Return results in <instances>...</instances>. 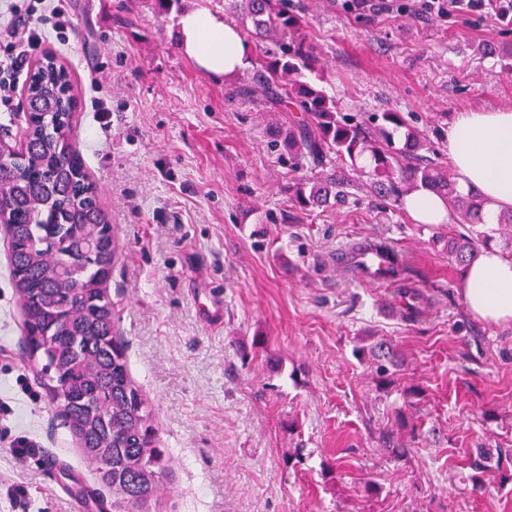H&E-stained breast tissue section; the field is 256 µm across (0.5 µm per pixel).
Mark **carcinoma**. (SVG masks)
Returning <instances> with one entry per match:
<instances>
[{"mask_svg":"<svg viewBox=\"0 0 512 512\" xmlns=\"http://www.w3.org/2000/svg\"><path fill=\"white\" fill-rule=\"evenodd\" d=\"M289 0H230L252 22L257 34L273 37L272 60L260 64L252 82L235 95L285 107L302 118L288 122L285 142L292 166L321 167L331 154L357 166L369 161L375 196L398 199L416 187L444 196L467 232L448 234V259L465 268L500 235L512 255V212L494 228L482 220L485 201L459 190L453 174L419 155V133L402 113L339 112L322 90L302 81V70L316 61L301 17ZM77 97L67 67L46 54L30 73L25 88L24 148L0 151V224L9 243V275L23 312L26 357L41 364L40 382L84 457L97 465L100 480L112 492V512H160L167 450L158 445L153 413L131 378L125 342L114 332L112 299L103 287L116 259L109 222L88 180L77 146L73 114ZM404 130L405 146L394 133ZM349 180L332 173L294 188L304 207L322 206L347 196ZM373 248L387 261L394 280L404 271L399 255L385 244ZM406 317L416 318L425 304L415 288ZM375 373L388 381L392 348H370Z\"/></svg>","mask_w":512,"mask_h":512,"instance_id":"obj_1","label":"carcinoma"}]
</instances>
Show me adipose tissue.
Wrapping results in <instances>:
<instances>
[{
    "instance_id": "1",
    "label": "adipose tissue",
    "mask_w": 512,
    "mask_h": 512,
    "mask_svg": "<svg viewBox=\"0 0 512 512\" xmlns=\"http://www.w3.org/2000/svg\"><path fill=\"white\" fill-rule=\"evenodd\" d=\"M178 34L183 53L215 76L238 73L251 55L235 25L205 10L182 14ZM448 158L461 189L473 187L483 195L486 223L512 210V106L457 112L448 126ZM402 205L420 224L452 221L446 200L428 190L405 195ZM461 292L473 315L492 324L512 323V257L484 251L465 271Z\"/></svg>"
}]
</instances>
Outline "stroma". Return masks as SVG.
I'll use <instances>...</instances> for the list:
<instances>
[{"label": "stroma", "instance_id": "obj_1", "mask_svg": "<svg viewBox=\"0 0 512 512\" xmlns=\"http://www.w3.org/2000/svg\"><path fill=\"white\" fill-rule=\"evenodd\" d=\"M417 6L289 3L317 59L306 81L341 112L402 113L446 168L455 112L512 106V15L504 0L442 16ZM197 9L253 29L224 0H174L163 14L152 0H71L68 43L41 47L70 73L78 145L114 232L115 327L171 455L163 512H512V325L467 309L451 225L376 200L339 158L348 196L292 201L290 187L327 169L269 149L287 112L227 98L270 44L251 40L238 75H211L179 47L177 20ZM368 240L400 254L427 299L420 317L396 311L398 287L337 265ZM209 295L222 322L196 310ZM21 329L0 231V512H75L61 489L78 468L96 488V469L38 384ZM378 341L399 355L389 385L358 354ZM50 452L64 465L45 467Z\"/></svg>", "mask_w": 512, "mask_h": 512}]
</instances>
